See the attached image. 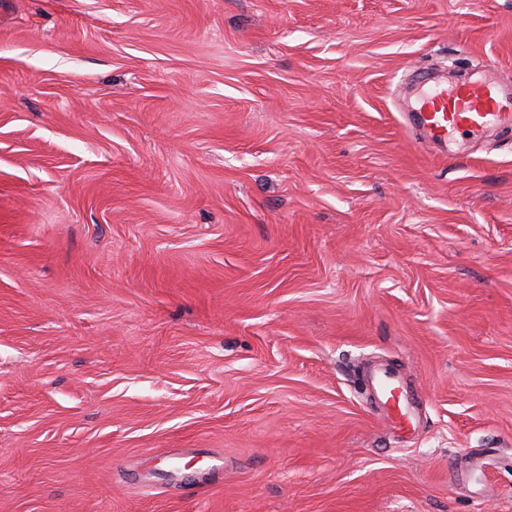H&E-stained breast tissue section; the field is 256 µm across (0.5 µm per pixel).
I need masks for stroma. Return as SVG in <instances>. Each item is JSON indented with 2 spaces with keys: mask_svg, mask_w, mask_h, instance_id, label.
<instances>
[{
  "mask_svg": "<svg viewBox=\"0 0 512 512\" xmlns=\"http://www.w3.org/2000/svg\"><path fill=\"white\" fill-rule=\"evenodd\" d=\"M422 71L512 0H0V512H512V127ZM421 110L424 122L440 138L459 129L478 132L489 125L512 124V103L502 100L493 84L467 90L436 84L424 91ZM372 384L384 405H388V419L401 429L414 426L415 419L407 404L403 403L399 377L388 368H376L371 374Z\"/></svg>",
  "mask_w": 512,
  "mask_h": 512,
  "instance_id": "obj_1",
  "label": "stroma"
}]
</instances>
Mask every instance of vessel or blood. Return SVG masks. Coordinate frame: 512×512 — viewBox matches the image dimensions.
I'll return each instance as SVG.
<instances>
[{"label":"vessel or blood","mask_w":512,"mask_h":512,"mask_svg":"<svg viewBox=\"0 0 512 512\" xmlns=\"http://www.w3.org/2000/svg\"><path fill=\"white\" fill-rule=\"evenodd\" d=\"M424 122L437 137L460 129L473 132L490 125L512 124V103L502 100L496 86L486 83L462 90L437 84L421 100ZM380 401L388 407V418L400 428L413 426L415 419L399 391L398 376L390 369L377 368L371 374Z\"/></svg>","instance_id":"b4317fda"}]
</instances>
